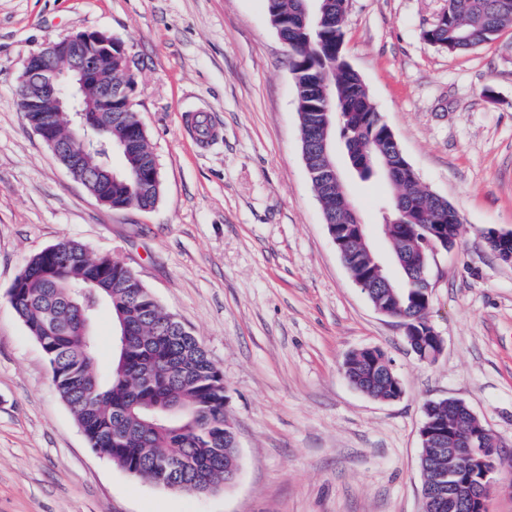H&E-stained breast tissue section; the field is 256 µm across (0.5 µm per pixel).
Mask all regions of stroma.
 Masks as SVG:
<instances>
[{
	"label": "stroma",
	"mask_w": 512,
	"mask_h": 512,
	"mask_svg": "<svg viewBox=\"0 0 512 512\" xmlns=\"http://www.w3.org/2000/svg\"><path fill=\"white\" fill-rule=\"evenodd\" d=\"M446 0H348L344 55L399 147L458 210L431 263L444 339L420 362L344 267L302 155L288 51L264 0H0V512H423V407L455 399L500 440L487 512H512V264L482 231L512 230V28L468 52L427 44ZM119 39L162 177L149 211L75 181L15 106L24 57L86 31ZM217 135L199 143L190 115ZM363 223L382 180L347 181ZM120 258L224 375L240 469L217 493L136 478L88 445L8 292L61 237ZM382 349L403 395L352 387L343 362Z\"/></svg>",
	"instance_id": "1"
}]
</instances>
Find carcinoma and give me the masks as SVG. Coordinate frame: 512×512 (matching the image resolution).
Returning <instances> with one entry per match:
<instances>
[{
	"label": "carcinoma",
	"instance_id": "carcinoma-1",
	"mask_svg": "<svg viewBox=\"0 0 512 512\" xmlns=\"http://www.w3.org/2000/svg\"><path fill=\"white\" fill-rule=\"evenodd\" d=\"M269 21L287 42L293 75L300 80L297 97L303 156L306 164L321 169L325 159L318 139L323 112L343 114L336 120L342 140L354 138L360 151L352 168L362 178H387L388 169L400 162L396 146L376 122L378 109L359 74L343 54V0H329L326 17L302 18L300 0H265ZM512 27V0H448L442 20L423 33L424 39L450 53L467 52L494 40ZM123 44L114 48L112 80L125 79L127 57ZM335 84L336 105L326 108L316 96L323 81ZM31 128L46 126L48 137L63 147L79 136L67 113L25 112ZM108 143L121 144L122 168L112 180V205L152 209L161 192L158 160L148 144L146 128L127 111L125 103L112 104ZM98 159L72 173L93 194ZM324 217L333 224L349 223L336 186H315ZM460 216L450 203L428 201L414 220L381 228L391 252L407 251L432 230L456 242ZM373 303L409 318L416 329L427 311L424 301L396 281L395 293L375 288ZM12 306L42 350L52 370L62 401L70 408L90 448L124 471L154 481L160 476L185 482L200 493L230 484L224 462L237 453L234 426L224 411V376L206 348L179 320L173 318L146 286L135 281L127 266L110 254L91 256L87 247L62 237L53 249L29 258L21 271ZM108 308L116 324L126 320L130 336L127 350H116L112 365L101 371L96 358L97 337L82 331L84 321L94 322ZM368 352L352 353L343 371L356 389L379 400L399 395L395 373L384 374ZM425 419L462 432L476 419L457 403L440 400L425 407Z\"/></svg>",
	"mask_w": 512,
	"mask_h": 512
}]
</instances>
